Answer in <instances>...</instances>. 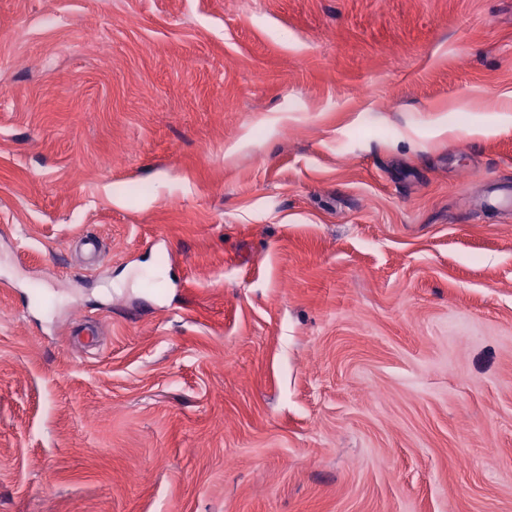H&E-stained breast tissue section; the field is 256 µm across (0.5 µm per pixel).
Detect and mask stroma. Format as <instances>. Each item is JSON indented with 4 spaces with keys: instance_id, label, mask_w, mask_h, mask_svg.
I'll return each instance as SVG.
<instances>
[{
    "instance_id": "1",
    "label": "stroma",
    "mask_w": 512,
    "mask_h": 512,
    "mask_svg": "<svg viewBox=\"0 0 512 512\" xmlns=\"http://www.w3.org/2000/svg\"><path fill=\"white\" fill-rule=\"evenodd\" d=\"M0 84V512H512V0H0Z\"/></svg>"
}]
</instances>
